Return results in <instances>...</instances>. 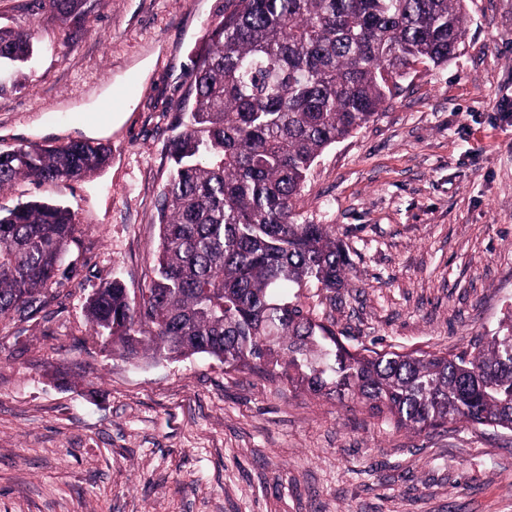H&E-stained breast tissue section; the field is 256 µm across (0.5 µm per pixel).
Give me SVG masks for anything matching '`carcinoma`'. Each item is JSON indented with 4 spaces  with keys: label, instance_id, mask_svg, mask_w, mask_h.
Returning a JSON list of instances; mask_svg holds the SVG:
<instances>
[{
    "label": "carcinoma",
    "instance_id": "carcinoma-1",
    "mask_svg": "<svg viewBox=\"0 0 512 512\" xmlns=\"http://www.w3.org/2000/svg\"><path fill=\"white\" fill-rule=\"evenodd\" d=\"M465 0H224L202 38L191 106L178 113L161 194L156 276L136 305L117 278L87 301L104 347L128 358L205 354L423 432L466 423L512 432V314L473 351L351 350L301 289L342 286L330 224L295 202L321 153L370 122L412 70L443 66L464 39ZM79 24L91 0H38ZM28 33L0 27V94L20 86ZM101 143L0 153V190L54 183L108 161ZM80 232L67 207L0 214V317L32 312Z\"/></svg>",
    "mask_w": 512,
    "mask_h": 512
}]
</instances>
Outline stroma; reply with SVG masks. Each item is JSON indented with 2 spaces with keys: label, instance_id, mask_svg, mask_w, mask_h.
<instances>
[{
  "label": "stroma",
  "instance_id": "stroma-1",
  "mask_svg": "<svg viewBox=\"0 0 512 512\" xmlns=\"http://www.w3.org/2000/svg\"><path fill=\"white\" fill-rule=\"evenodd\" d=\"M454 58L417 68L364 127L314 162L296 202L331 224L342 288L304 291L349 347L459 355L512 311V0H465ZM224 0H93L83 24L0 0L31 33L20 89L0 96V152L83 139L78 117L129 84L80 181H17L69 207L76 274L32 315L0 319V512H512V432L414 433L204 354L131 361L85 304L106 276L140 298L157 268L168 142L195 53Z\"/></svg>",
  "mask_w": 512,
  "mask_h": 512
}]
</instances>
